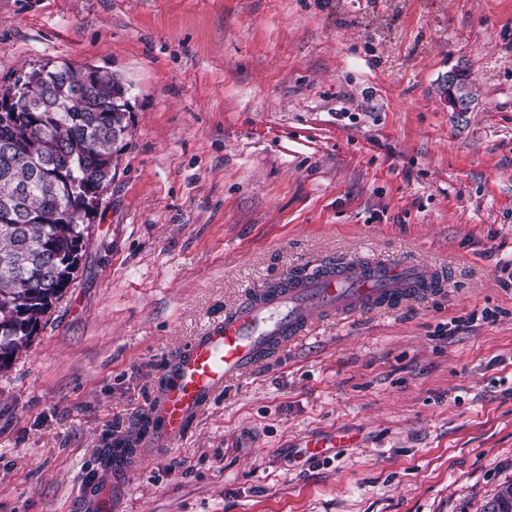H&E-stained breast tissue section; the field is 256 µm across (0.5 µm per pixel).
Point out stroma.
I'll use <instances>...</instances> for the list:
<instances>
[{
    "label": "stroma",
    "instance_id": "1",
    "mask_svg": "<svg viewBox=\"0 0 512 512\" xmlns=\"http://www.w3.org/2000/svg\"><path fill=\"white\" fill-rule=\"evenodd\" d=\"M64 61L130 86L132 134L0 370V512H86L205 323L359 258L444 281L231 381L115 512H483L512 482V0H0V85ZM458 77L460 78L459 84L461 88L464 89V94L470 99L462 95L463 91L457 89V78L454 72L448 73V94H447V102L448 109L453 112H470L473 110V102L475 98L473 97L472 92L469 90V83L466 82L467 74L464 70H457Z\"/></svg>",
    "mask_w": 512,
    "mask_h": 512
}]
</instances>
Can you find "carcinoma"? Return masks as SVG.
Here are the masks:
<instances>
[{"label": "carcinoma", "mask_w": 512, "mask_h": 512, "mask_svg": "<svg viewBox=\"0 0 512 512\" xmlns=\"http://www.w3.org/2000/svg\"><path fill=\"white\" fill-rule=\"evenodd\" d=\"M130 86L96 66L22 69L0 88V369L27 348L70 287L89 225L82 198L101 188L131 134ZM512 508V483L487 512Z\"/></svg>", "instance_id": "1"}]
</instances>
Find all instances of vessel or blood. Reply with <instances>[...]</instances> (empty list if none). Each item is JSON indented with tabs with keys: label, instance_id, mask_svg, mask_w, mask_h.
<instances>
[{
	"label": "vessel or blood",
	"instance_id": "vessel-or-blood-1",
	"mask_svg": "<svg viewBox=\"0 0 512 512\" xmlns=\"http://www.w3.org/2000/svg\"><path fill=\"white\" fill-rule=\"evenodd\" d=\"M406 280L425 288L432 282V273L418 265L379 261L365 273L357 263L341 262L314 278L290 279L283 287L263 288L246 296L176 354L149 413V442L157 448L178 445L193 420L223 394L232 379L287 348L320 318L376 306ZM117 484L114 478L98 483L94 512H112Z\"/></svg>",
	"mask_w": 512,
	"mask_h": 512
}]
</instances>
